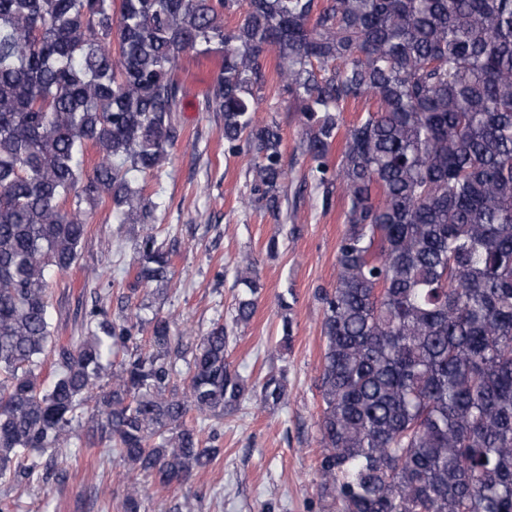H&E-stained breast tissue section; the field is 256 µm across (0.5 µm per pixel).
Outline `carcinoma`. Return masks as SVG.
<instances>
[{
    "mask_svg": "<svg viewBox=\"0 0 512 512\" xmlns=\"http://www.w3.org/2000/svg\"><path fill=\"white\" fill-rule=\"evenodd\" d=\"M187 53L221 57L207 101L252 156L253 202L279 210L287 177L279 124L255 117L272 53L322 206L345 203L336 282L314 292L321 496L512 512V0H0V478L67 471L73 433L130 466L122 512H160L145 485L188 483L224 414L285 398L283 373L250 385L230 360L257 274L199 336L141 316L140 288L172 275L149 230L118 312L100 298L55 336L48 276L78 262L89 215L153 220L142 179L177 138Z\"/></svg>",
    "mask_w": 512,
    "mask_h": 512,
    "instance_id": "cac0c4a2",
    "label": "carcinoma"
}]
</instances>
